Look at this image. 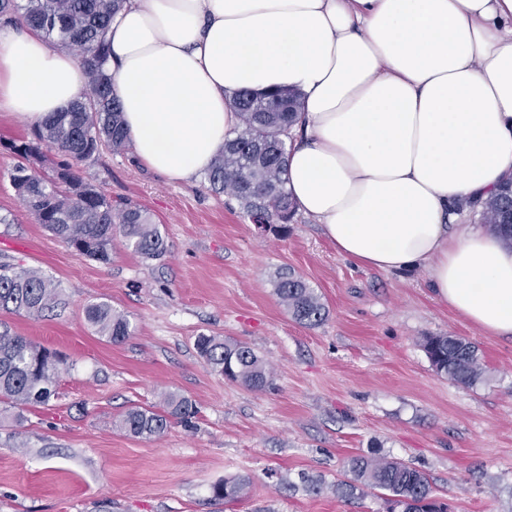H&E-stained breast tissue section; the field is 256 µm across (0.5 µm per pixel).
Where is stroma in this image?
<instances>
[{
	"mask_svg": "<svg viewBox=\"0 0 512 512\" xmlns=\"http://www.w3.org/2000/svg\"><path fill=\"white\" fill-rule=\"evenodd\" d=\"M33 128L0 110V263L51 278L64 305L4 321L70 367L48 405L0 421V512H385L379 492L337 493L355 455L405 461L452 512H512V340L438 302L423 271L346 259L300 212L287 229L258 230L205 175L171 180L130 149L102 150L79 174L147 208L167 251L147 259L117 239L109 262L80 255L10 184L4 143ZM284 269L321 295V325H299L278 303ZM96 302L126 315L132 336H99L84 317ZM202 334L248 343L272 384L256 391L213 370L195 348ZM427 335L473 342L484 380L464 387L437 374ZM168 392L193 402L191 425L151 439L117 428L126 409L161 406ZM239 475L243 497L215 501L213 486Z\"/></svg>",
	"mask_w": 512,
	"mask_h": 512,
	"instance_id": "obj_1",
	"label": "stroma"
}]
</instances>
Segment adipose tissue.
<instances>
[{"instance_id":"ef3b65f1","label":"adipose tissue","mask_w":512,"mask_h":512,"mask_svg":"<svg viewBox=\"0 0 512 512\" xmlns=\"http://www.w3.org/2000/svg\"><path fill=\"white\" fill-rule=\"evenodd\" d=\"M106 43L145 167L191 180L236 129V92L296 90L297 210L346 258L423 268L439 302L512 338V246L448 226L512 179V0H126ZM85 89L69 51L0 28L11 114L40 123Z\"/></svg>"}]
</instances>
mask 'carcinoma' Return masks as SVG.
Masks as SVG:
<instances>
[{
  "label": "carcinoma",
  "mask_w": 512,
  "mask_h": 512,
  "mask_svg": "<svg viewBox=\"0 0 512 512\" xmlns=\"http://www.w3.org/2000/svg\"><path fill=\"white\" fill-rule=\"evenodd\" d=\"M124 0H0V22L22 20L48 42L77 52L88 88L84 97L49 116L30 138L9 140L4 148L17 159L10 183L35 221L68 246L91 259L106 262L112 240L119 235L127 248L147 259L166 252V242L149 211L131 201L112 203L100 188L77 173L83 162L99 155L102 148L122 152L129 146L123 126L122 107L113 96L104 66L108 54L106 32ZM299 95L289 89L255 95L247 89L236 93L234 108L239 125L224 151L208 170L210 188L230 194L242 205L253 224H279L288 231L295 205L284 172L288 162L289 129L296 113L276 111L277 100ZM62 160L49 170L40 165L50 155ZM512 191L504 187L483 204L482 223L503 240L512 243ZM274 293L291 318L316 327L328 315L325 303L300 276L281 272ZM61 304L58 285L30 269L0 264V312L40 316ZM85 319L96 333L112 343L131 335L127 316L107 303H91ZM195 346L213 369L252 390L264 389L272 372L251 347L199 336ZM423 349L435 371L463 386L483 380L485 368L472 342L451 336H426ZM67 369V360L14 333L0 330V414L49 403L56 396L57 380ZM195 414L191 400L167 394L162 408L130 407L119 422L125 433L150 439L173 421L188 422ZM351 479L338 484L344 497L364 490H377L387 503V512H448V504L433 495L428 477L403 462L385 457L353 456L347 461ZM247 480L234 477L213 486V495L226 503L239 500Z\"/></svg>",
  "instance_id": "carcinoma-1"
}]
</instances>
